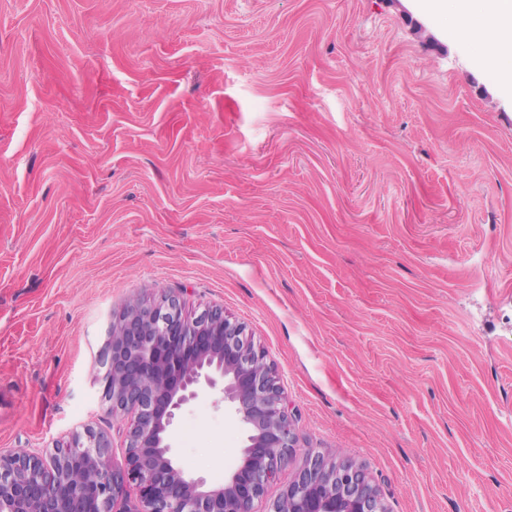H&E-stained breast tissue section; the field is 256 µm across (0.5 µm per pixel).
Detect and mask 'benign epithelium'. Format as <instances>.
<instances>
[{"instance_id": "obj_1", "label": "benign epithelium", "mask_w": 512, "mask_h": 512, "mask_svg": "<svg viewBox=\"0 0 512 512\" xmlns=\"http://www.w3.org/2000/svg\"><path fill=\"white\" fill-rule=\"evenodd\" d=\"M96 383L114 417L131 416L125 467H112L107 435L86 429L43 457L0 453V512H115L128 488L133 512H256L288 460L294 434L265 352L220 308L195 316L166 293L130 301L112 325ZM247 432L240 464L211 486L173 461L169 430L183 405L206 391ZM269 512H386L363 468L310 458Z\"/></svg>"}]
</instances>
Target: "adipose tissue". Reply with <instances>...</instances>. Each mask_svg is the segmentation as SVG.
Segmentation results:
<instances>
[{"label": "adipose tissue", "mask_w": 512, "mask_h": 512, "mask_svg": "<svg viewBox=\"0 0 512 512\" xmlns=\"http://www.w3.org/2000/svg\"><path fill=\"white\" fill-rule=\"evenodd\" d=\"M438 14L452 13L453 35L467 44L483 45L489 61H497V50L512 45V0H425Z\"/></svg>", "instance_id": "1"}]
</instances>
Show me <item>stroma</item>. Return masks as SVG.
I'll return each instance as SVG.
<instances>
[{"mask_svg": "<svg viewBox=\"0 0 512 512\" xmlns=\"http://www.w3.org/2000/svg\"><path fill=\"white\" fill-rule=\"evenodd\" d=\"M223 308L387 512H512V89L420 0H0V453L124 421L136 297ZM244 428L203 395L176 464Z\"/></svg>", "mask_w": 512, "mask_h": 512, "instance_id": "35a3bbf8", "label": "stroma"}]
</instances>
